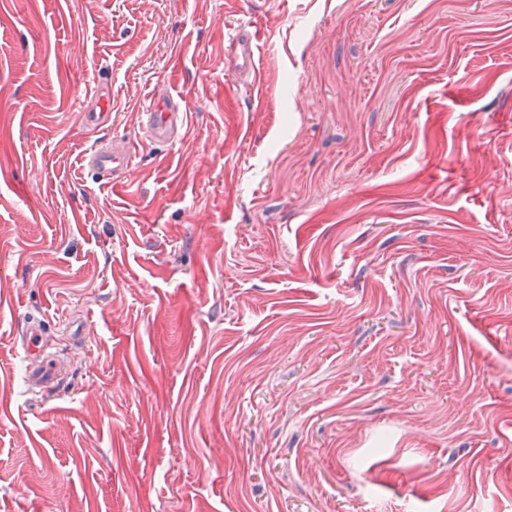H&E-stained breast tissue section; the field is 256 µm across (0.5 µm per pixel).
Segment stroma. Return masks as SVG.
Here are the masks:
<instances>
[{"mask_svg":"<svg viewBox=\"0 0 512 512\" xmlns=\"http://www.w3.org/2000/svg\"><path fill=\"white\" fill-rule=\"evenodd\" d=\"M0 512H512V0H0ZM229 47L239 71L246 75H256L260 57L256 34L248 29L242 30L233 38ZM83 123L87 127H97L112 113V103L109 93L99 92L92 105L82 109ZM180 97L155 95L142 112V133L153 145L170 146L179 137L186 121ZM84 161L102 183L109 184L112 181L116 185L121 182L123 171L130 166L131 155L123 147H95L88 151ZM47 325L44 319L32 318L22 329L21 346L28 363L26 379L29 391L53 387L60 374L58 363L43 356Z\"/></svg>","mask_w":512,"mask_h":512,"instance_id":"stroma-1","label":"stroma"}]
</instances>
